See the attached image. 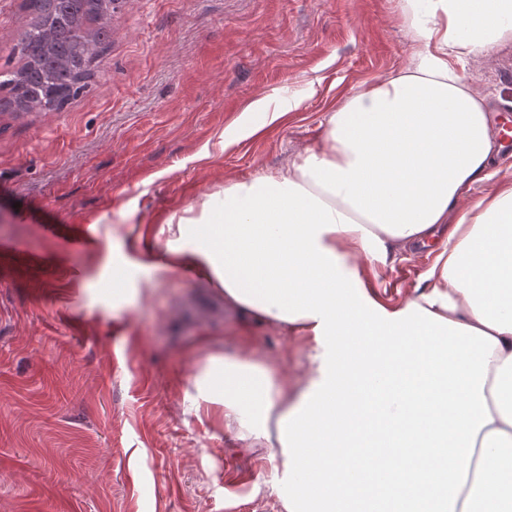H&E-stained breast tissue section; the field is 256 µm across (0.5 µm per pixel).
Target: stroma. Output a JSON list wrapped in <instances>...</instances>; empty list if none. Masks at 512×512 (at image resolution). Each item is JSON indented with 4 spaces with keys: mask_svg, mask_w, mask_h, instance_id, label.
I'll list each match as a JSON object with an SVG mask.
<instances>
[{
    "mask_svg": "<svg viewBox=\"0 0 512 512\" xmlns=\"http://www.w3.org/2000/svg\"><path fill=\"white\" fill-rule=\"evenodd\" d=\"M22 2L0 0V75L21 65ZM412 49L393 0H122L85 94L0 110V243L25 247L0 253V512H279L262 451L183 400L209 354L258 351L292 376L303 346L263 323L242 338L207 281L141 262L165 260L170 216L286 165ZM464 73L512 120V45ZM247 121L259 133L221 148ZM429 263L396 260L383 288L410 294Z\"/></svg>",
    "mask_w": 512,
    "mask_h": 512,
    "instance_id": "1",
    "label": "stroma"
}]
</instances>
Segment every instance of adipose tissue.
<instances>
[{"instance_id": "1", "label": "adipose tissue", "mask_w": 512, "mask_h": 512, "mask_svg": "<svg viewBox=\"0 0 512 512\" xmlns=\"http://www.w3.org/2000/svg\"><path fill=\"white\" fill-rule=\"evenodd\" d=\"M395 10L402 67L328 112L287 166L161 225L164 270L307 351L293 380L253 353L209 355L186 411L267 449L283 512H512V181L471 196L504 144L459 71L512 42V0ZM422 250L409 296L365 284Z\"/></svg>"}]
</instances>
